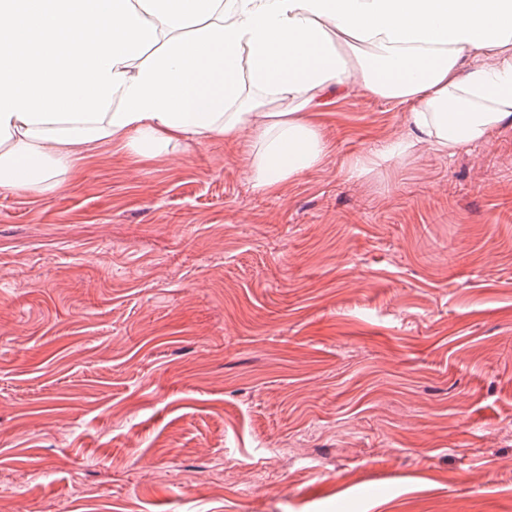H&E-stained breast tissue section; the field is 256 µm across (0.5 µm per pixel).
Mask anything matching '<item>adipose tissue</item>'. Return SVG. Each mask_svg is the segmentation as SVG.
I'll list each match as a JSON object with an SVG mask.
<instances>
[{"mask_svg": "<svg viewBox=\"0 0 512 512\" xmlns=\"http://www.w3.org/2000/svg\"><path fill=\"white\" fill-rule=\"evenodd\" d=\"M354 79L409 108L355 176L484 142L512 125V0H0V188L224 137L268 191L322 163L315 117Z\"/></svg>", "mask_w": 512, "mask_h": 512, "instance_id": "obj_1", "label": "adipose tissue"}]
</instances>
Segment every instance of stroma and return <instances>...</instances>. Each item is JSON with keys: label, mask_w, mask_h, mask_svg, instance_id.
Masks as SVG:
<instances>
[{"label": "stroma", "mask_w": 512, "mask_h": 512, "mask_svg": "<svg viewBox=\"0 0 512 512\" xmlns=\"http://www.w3.org/2000/svg\"><path fill=\"white\" fill-rule=\"evenodd\" d=\"M406 112L0 189V512H512V127L351 176Z\"/></svg>", "instance_id": "obj_1"}]
</instances>
